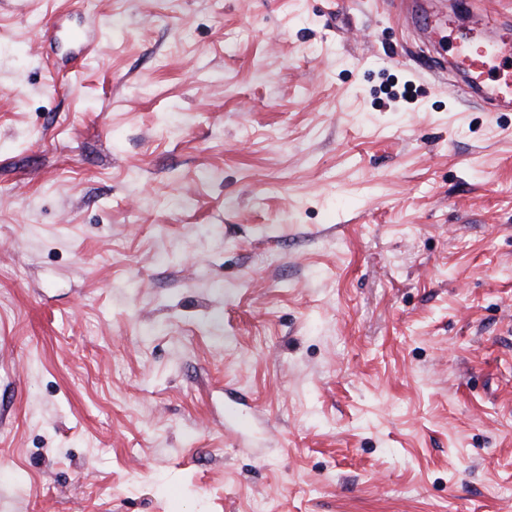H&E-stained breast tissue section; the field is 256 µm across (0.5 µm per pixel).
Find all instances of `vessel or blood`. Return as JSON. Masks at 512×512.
Here are the masks:
<instances>
[{"mask_svg":"<svg viewBox=\"0 0 512 512\" xmlns=\"http://www.w3.org/2000/svg\"><path fill=\"white\" fill-rule=\"evenodd\" d=\"M467 0H459L454 13H432L429 0H411L409 13L426 44L437 58L435 67L458 75L470 95L497 110H512V21H499L492 36L478 26L460 23L468 12Z\"/></svg>","mask_w":512,"mask_h":512,"instance_id":"vessel-or-blood-1","label":"vessel or blood"}]
</instances>
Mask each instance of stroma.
<instances>
[{
	"label": "stroma",
	"mask_w": 512,
	"mask_h": 512,
	"mask_svg": "<svg viewBox=\"0 0 512 512\" xmlns=\"http://www.w3.org/2000/svg\"><path fill=\"white\" fill-rule=\"evenodd\" d=\"M432 66L386 0L0 4V512H512V111Z\"/></svg>",
	"instance_id": "obj_1"
}]
</instances>
